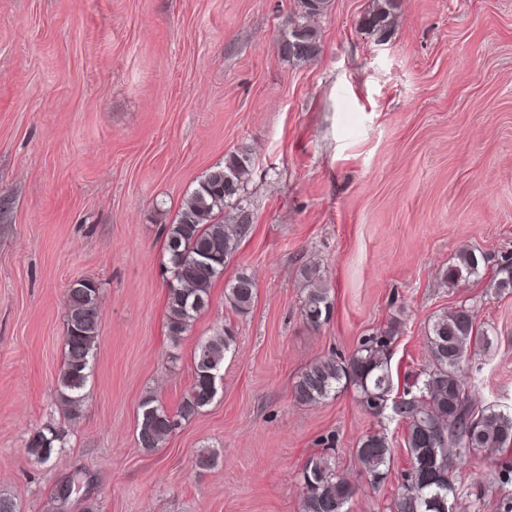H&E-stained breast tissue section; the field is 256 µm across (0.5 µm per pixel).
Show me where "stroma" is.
<instances>
[{
  "instance_id": "35a3bbf8",
  "label": "stroma",
  "mask_w": 512,
  "mask_h": 512,
  "mask_svg": "<svg viewBox=\"0 0 512 512\" xmlns=\"http://www.w3.org/2000/svg\"><path fill=\"white\" fill-rule=\"evenodd\" d=\"M384 40L360 26L370 0H331L320 55L276 45L294 0H0V494L20 512H300L298 472L331 449L356 493L347 512H388L410 458L392 412L348 388L315 406L292 384L314 359L350 356L392 319L396 391L428 361L435 314L474 307L493 345L465 379L481 405L512 410V292L489 287L512 255V0H399ZM250 149L240 193L253 222L180 342L167 329L164 229L213 166ZM485 253L458 286L441 269ZM333 311L302 317V265ZM255 278L239 315L224 285ZM100 287L97 356L79 415L57 394L66 293ZM236 346L201 409L159 448L136 444L139 406L176 410L200 338ZM68 444L38 464L29 436ZM387 433L394 460L372 485L354 448ZM217 454L200 468L198 455ZM456 512H501L512 485L484 452L455 462Z\"/></svg>"
}]
</instances>
